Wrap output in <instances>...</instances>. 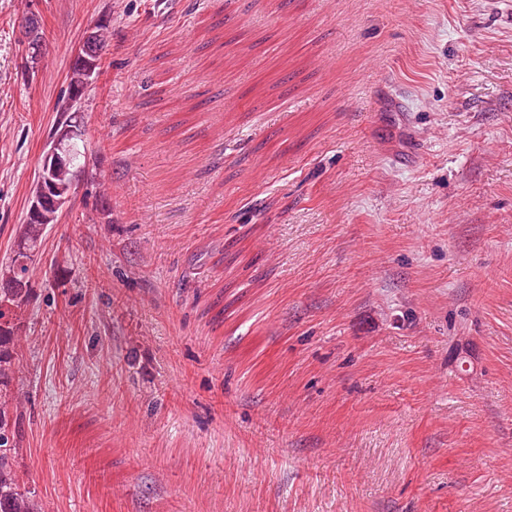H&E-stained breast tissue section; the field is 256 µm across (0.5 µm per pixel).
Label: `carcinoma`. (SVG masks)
Returning a JSON list of instances; mask_svg holds the SVG:
<instances>
[{
	"instance_id": "carcinoma-1",
	"label": "carcinoma",
	"mask_w": 512,
	"mask_h": 512,
	"mask_svg": "<svg viewBox=\"0 0 512 512\" xmlns=\"http://www.w3.org/2000/svg\"><path fill=\"white\" fill-rule=\"evenodd\" d=\"M43 237V225H21L12 255L0 269V281L23 284L21 288H0V431L10 430L13 434L11 444L0 442V512H38L33 492L21 484L13 468L18 417L10 409V401L13 400L10 385L14 375L15 335L29 297L26 285L30 282L32 255L41 247Z\"/></svg>"
}]
</instances>
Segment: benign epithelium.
I'll return each instance as SVG.
<instances>
[{
  "label": "benign epithelium",
  "instance_id": "benign-epithelium-1",
  "mask_svg": "<svg viewBox=\"0 0 512 512\" xmlns=\"http://www.w3.org/2000/svg\"><path fill=\"white\" fill-rule=\"evenodd\" d=\"M20 34L24 38L26 51L31 62H38L43 56V40L38 34L39 17L33 11L19 23ZM104 49L98 38L96 27L89 28L74 54L84 67L85 84H90L97 75ZM84 138L83 131L68 121L61 123L47 141L42 165L39 171L38 192L29 201L27 219L32 224H55L64 211L84 177V168L72 172L70 183L61 186L50 174L64 166L70 159L76 140Z\"/></svg>",
  "mask_w": 512,
  "mask_h": 512
}]
</instances>
